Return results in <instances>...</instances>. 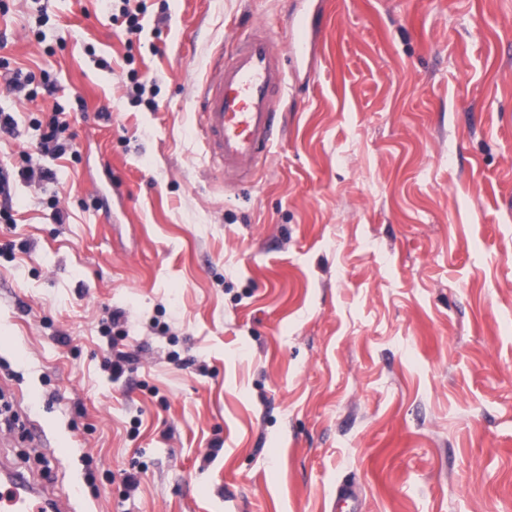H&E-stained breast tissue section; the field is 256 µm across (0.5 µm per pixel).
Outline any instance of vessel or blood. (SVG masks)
<instances>
[{
	"label": "vessel or blood",
	"mask_w": 512,
	"mask_h": 512,
	"mask_svg": "<svg viewBox=\"0 0 512 512\" xmlns=\"http://www.w3.org/2000/svg\"><path fill=\"white\" fill-rule=\"evenodd\" d=\"M318 24V8L309 0L300 17L290 21L288 53H280L275 36L255 27L229 55L218 56L195 98L194 110L213 163L237 184L253 181L267 153L277 142L278 100L291 89L289 75L307 65L310 36ZM7 492L0 494V512H55L48 490L22 474L0 472Z\"/></svg>",
	"instance_id": "b4317fda"
}]
</instances>
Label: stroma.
I'll return each mask as SVG.
<instances>
[{"mask_svg": "<svg viewBox=\"0 0 512 512\" xmlns=\"http://www.w3.org/2000/svg\"><path fill=\"white\" fill-rule=\"evenodd\" d=\"M322 2L238 188L204 63L259 23L286 47L303 0L0 14V58L55 82L0 77V463L76 512H326L345 482L358 512H512V0ZM55 112V119L53 122L54 126L56 128L67 126L66 115L70 113L63 112V110H57ZM54 128L50 132L43 135L40 142V147L44 153L51 154L52 156H62L67 151V144L62 143L59 140Z\"/></svg>", "mask_w": 512, "mask_h": 512, "instance_id": "35a3bbf8", "label": "stroma"}]
</instances>
